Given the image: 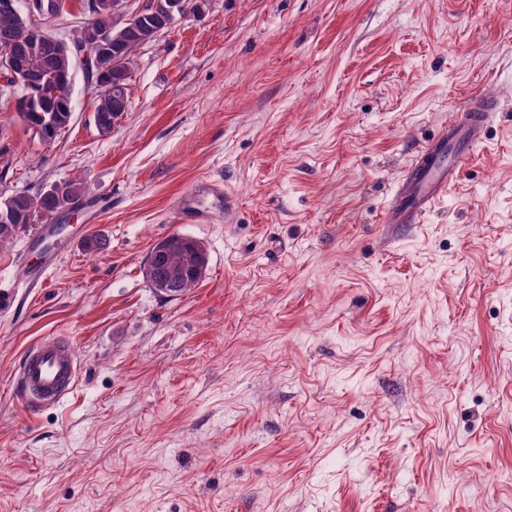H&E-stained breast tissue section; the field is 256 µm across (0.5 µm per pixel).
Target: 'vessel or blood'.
<instances>
[{
	"instance_id": "b4317fda",
	"label": "vessel or blood",
	"mask_w": 512,
	"mask_h": 512,
	"mask_svg": "<svg viewBox=\"0 0 512 512\" xmlns=\"http://www.w3.org/2000/svg\"><path fill=\"white\" fill-rule=\"evenodd\" d=\"M497 110L495 101L475 97L450 111L437 135L418 150L399 183L382 221L418 224L447 196L461 176L470 152L484 140L485 129ZM180 221L207 224L224 213V185L200 180L176 203ZM80 362L69 339L58 337L27 349L15 381L18 398L31 410L59 404L79 382Z\"/></svg>"
}]
</instances>
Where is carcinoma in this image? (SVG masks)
<instances>
[{
  "instance_id": "carcinoma-1",
  "label": "carcinoma",
  "mask_w": 512,
  "mask_h": 512,
  "mask_svg": "<svg viewBox=\"0 0 512 512\" xmlns=\"http://www.w3.org/2000/svg\"><path fill=\"white\" fill-rule=\"evenodd\" d=\"M83 8L91 16L94 26H112V12L108 0H97L94 5L91 0H86ZM27 23L28 17L25 15L0 13V43L11 41L19 46L20 51L31 53L38 61L36 68L19 75L16 111L40 142L50 144L69 125L72 118L70 82L61 79V76L72 71L74 56L63 53L49 43L27 44L23 36ZM91 64L92 80L99 83L111 81L112 57H94ZM127 108L128 105L118 106L111 98L99 94L94 102V122L98 123L101 132L107 133L112 129L115 111ZM88 195L89 189L83 181L66 179L35 194L21 192L0 196V211H7L12 217L11 223H0V248L10 244L16 234L25 229L34 218L42 217L52 221L64 212L65 207L80 202ZM171 239L172 248L165 257L166 269L180 264L194 242L193 238L177 233L171 235ZM197 284V279L183 266L177 278L168 280V289L164 295L177 299L190 292Z\"/></svg>"
}]
</instances>
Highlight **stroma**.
Masks as SVG:
<instances>
[{
  "label": "stroma",
  "mask_w": 512,
  "mask_h": 512,
  "mask_svg": "<svg viewBox=\"0 0 512 512\" xmlns=\"http://www.w3.org/2000/svg\"><path fill=\"white\" fill-rule=\"evenodd\" d=\"M509 17L213 0L138 50L110 132L79 61L52 144L0 97V194L91 191L63 235L38 218L0 249V512H512ZM476 96L499 109L448 198L380 223ZM206 177L223 215L177 222ZM174 233L210 264L172 300L144 266ZM60 336L79 385L30 414L20 361Z\"/></svg>",
  "instance_id": "35a3bbf8"
}]
</instances>
